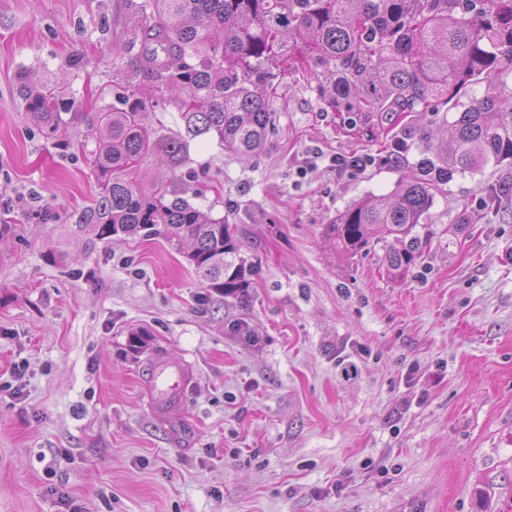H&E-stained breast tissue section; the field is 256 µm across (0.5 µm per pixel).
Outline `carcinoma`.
<instances>
[{"label":"carcinoma","mask_w":512,"mask_h":512,"mask_svg":"<svg viewBox=\"0 0 512 512\" xmlns=\"http://www.w3.org/2000/svg\"><path fill=\"white\" fill-rule=\"evenodd\" d=\"M130 46L153 91L174 94L181 126L147 122L152 98L129 86L88 119L81 147L93 143L100 188L88 221L101 236H161L203 278V287L237 299L252 269L240 257L238 227L204 214L181 188L189 142L206 137L242 155L264 146L279 76L303 70L318 80L323 104L351 130L373 139L393 116L453 110L448 139L432 144L423 176L400 182L388 198L350 205L326 236L356 254L375 242L402 273L423 248L415 229L435 190L457 175L512 166V0H141ZM485 86L479 97L472 85ZM26 112L47 135L63 118L56 89L26 81ZM167 168L146 181L148 157Z\"/></svg>","instance_id":"cac0c4a2"}]
</instances>
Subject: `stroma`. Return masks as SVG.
<instances>
[{
  "instance_id": "1",
  "label": "stroma",
  "mask_w": 512,
  "mask_h": 512,
  "mask_svg": "<svg viewBox=\"0 0 512 512\" xmlns=\"http://www.w3.org/2000/svg\"><path fill=\"white\" fill-rule=\"evenodd\" d=\"M135 3L0 0V512H512V167L440 186L392 276L385 243L350 255L324 227L420 174L419 139L402 167L379 158L441 116L371 141L286 73L258 154L190 145L188 189L253 269L246 299L222 297L166 239L82 220L98 187L77 116L149 86ZM23 80L64 86L58 136ZM158 357L189 370L162 418Z\"/></svg>"
}]
</instances>
